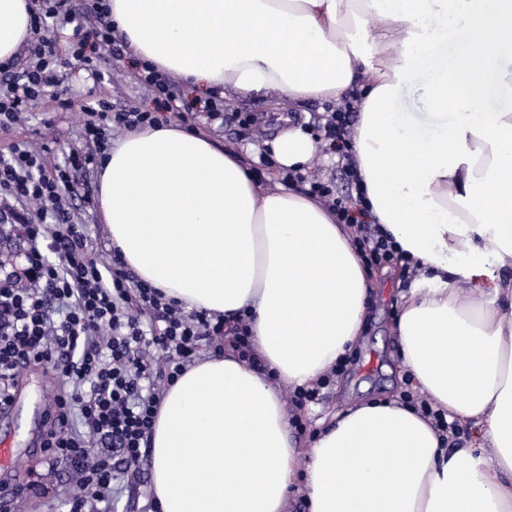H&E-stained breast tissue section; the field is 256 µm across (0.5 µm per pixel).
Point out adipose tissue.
I'll use <instances>...</instances> for the list:
<instances>
[{
  "mask_svg": "<svg viewBox=\"0 0 512 512\" xmlns=\"http://www.w3.org/2000/svg\"><path fill=\"white\" fill-rule=\"evenodd\" d=\"M131 54L224 98H353L349 154L376 224L418 261L394 329L415 388L481 443L399 401L361 403L309 454L281 397L310 388L359 340L371 275L319 200L268 189L235 152L173 124L132 130L98 171L101 216L128 269L187 310L246 314L256 370L233 353L166 390L150 447L158 512H512V0H106ZM29 0H0V63L30 35ZM500 40L483 47L487 34ZM455 120L426 132L396 109L409 72ZM283 173L318 150L302 127L272 143ZM492 285H479V277ZM472 282L462 292L460 281Z\"/></svg>",
  "mask_w": 512,
  "mask_h": 512,
  "instance_id": "1",
  "label": "adipose tissue"
}]
</instances>
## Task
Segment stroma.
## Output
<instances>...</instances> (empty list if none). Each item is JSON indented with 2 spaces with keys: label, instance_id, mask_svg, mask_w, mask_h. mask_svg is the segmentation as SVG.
I'll use <instances>...</instances> for the list:
<instances>
[{
  "label": "stroma",
  "instance_id": "35a3bbf8",
  "mask_svg": "<svg viewBox=\"0 0 512 512\" xmlns=\"http://www.w3.org/2000/svg\"><path fill=\"white\" fill-rule=\"evenodd\" d=\"M143 72L139 62L128 53L95 62L93 70L74 65L62 72L64 100L44 96L34 102L32 112L37 120L0 133V151L13 143L34 141L43 146L46 155L62 160L72 148L81 144L83 108L98 99L111 100L115 111L136 109L157 113L162 120L170 114L162 109L152 91L140 81ZM430 82L427 75L409 73L398 93L397 108L409 123L424 130L435 127L437 119L425 103V89ZM336 103L309 101L296 105L287 100H274L272 95L234 99L224 108L223 120H210L206 114H190L187 126L214 139L225 149L241 153L246 166L256 171L260 180L269 184L283 183L284 178L271 162H254L247 154V146L259 150L269 148L283 128L284 117L303 126L313 137H321V128ZM252 115L255 123L244 128L240 119ZM79 191L71 205L81 223L87 224L96 259L105 261L112 254V242L103 224L99 206H88L87 198L98 195V167L89 165L73 173ZM378 286L365 315L362 335L347 359L343 372L331 373L316 385L317 398L296 406L287 403L292 432L302 449H309L322 423L336 413L362 402H382L413 394L424 400L422 392L414 391L409 381L403 380V359L399 339L394 332L398 314L399 294L405 285L400 282L395 266L375 270ZM58 385L38 367L24 370L19 378L14 403L7 413L0 414V441L9 443L13 452L12 474L14 484L38 480L54 485L55 492L45 497H26L15 504V512H64L61 499L74 487L68 475L48 473L41 446L46 430L45 419Z\"/></svg>",
  "mask_w": 512,
  "mask_h": 512
}]
</instances>
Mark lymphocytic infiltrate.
<instances>
[{"label": "lymphocytic infiltrate", "mask_w": 512, "mask_h": 512, "mask_svg": "<svg viewBox=\"0 0 512 512\" xmlns=\"http://www.w3.org/2000/svg\"><path fill=\"white\" fill-rule=\"evenodd\" d=\"M64 0H43L20 48L26 64H0V130L28 118L31 102L61 83L62 68L91 65L94 56H114L119 37L107 16L92 30L76 25V40L61 57L51 20ZM159 121L152 112H117L111 102L88 107L83 144L63 161L49 163L42 148L10 145L0 154V236L19 230L21 257L0 258V380L37 364L54 373L68 392L55 401L46 431L51 473L74 477L79 492L69 512H102V503L138 480L149 467V449L160 396L157 379L174 381L187 368L200 341L224 336L223 316L187 312L136 280L120 256L100 266L91 256L86 225L74 222L66 195L71 169L103 156L113 129ZM350 191L334 194L321 182L310 194L326 198L338 223L348 225L368 267L400 264L413 280L418 262L369 220L363 186L354 167L345 170Z\"/></svg>", "instance_id": "f902f5d3"}]
</instances>
